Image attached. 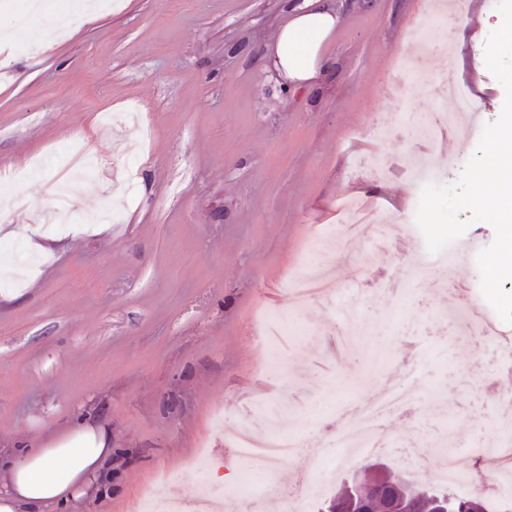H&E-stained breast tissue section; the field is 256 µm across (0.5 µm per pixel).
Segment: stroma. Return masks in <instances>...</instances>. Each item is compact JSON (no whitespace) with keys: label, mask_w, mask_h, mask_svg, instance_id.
<instances>
[{"label":"stroma","mask_w":512,"mask_h":512,"mask_svg":"<svg viewBox=\"0 0 512 512\" xmlns=\"http://www.w3.org/2000/svg\"><path fill=\"white\" fill-rule=\"evenodd\" d=\"M96 21L44 35L32 22L0 39V244L49 246L24 269L0 264V456L43 446L79 417L112 431L101 488L66 512H137L145 492L187 496L208 482L229 512H282L272 497L238 500L216 472L248 462L224 441L260 404L290 403L302 451L276 474L286 488L328 480L324 454L337 416L377 398L385 376L412 393L414 415H388L392 471L437 482L435 442L451 434L460 467L498 436L497 391L512 388L495 342L455 338L444 309L479 287L475 258L413 275L425 239L421 188L404 155L452 159L454 184L481 135L423 143L408 114L433 97L406 69L469 85L487 121L505 90L485 62L497 0H462L448 49L423 54L411 31L421 0H334L341 23L325 50L333 72L317 89L284 84L267 54L296 0H100ZM380 153V178L364 159ZM349 196L391 219L380 248L349 238ZM325 263L340 296L292 310L287 285ZM410 287L391 312L389 283ZM385 318L349 344L342 293ZM290 314L300 335L265 333ZM281 364L268 372L269 347ZM453 393L435 409L433 390Z\"/></svg>","instance_id":"stroma-1"}]
</instances>
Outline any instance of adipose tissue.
Returning <instances> with one entry per match:
<instances>
[{
  "mask_svg": "<svg viewBox=\"0 0 512 512\" xmlns=\"http://www.w3.org/2000/svg\"><path fill=\"white\" fill-rule=\"evenodd\" d=\"M339 14L330 0H299L269 53L281 79L319 87L334 66L324 46L336 33ZM112 432L79 422L51 445L25 450L0 475V512H63L68 502L98 488L112 456Z\"/></svg>",
  "mask_w": 512,
  "mask_h": 512,
  "instance_id": "obj_1",
  "label": "adipose tissue"
}]
</instances>
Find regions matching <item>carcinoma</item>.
Here are the masks:
<instances>
[{"instance_id": "carcinoma-1", "label": "carcinoma", "mask_w": 512, "mask_h": 512, "mask_svg": "<svg viewBox=\"0 0 512 512\" xmlns=\"http://www.w3.org/2000/svg\"><path fill=\"white\" fill-rule=\"evenodd\" d=\"M363 480L372 487L382 486L384 492L372 493L368 508L370 512H440L443 498L450 497V512H490V504L470 496H458L442 488H425L420 496H409L394 475H380L377 471L366 470Z\"/></svg>"}]
</instances>
